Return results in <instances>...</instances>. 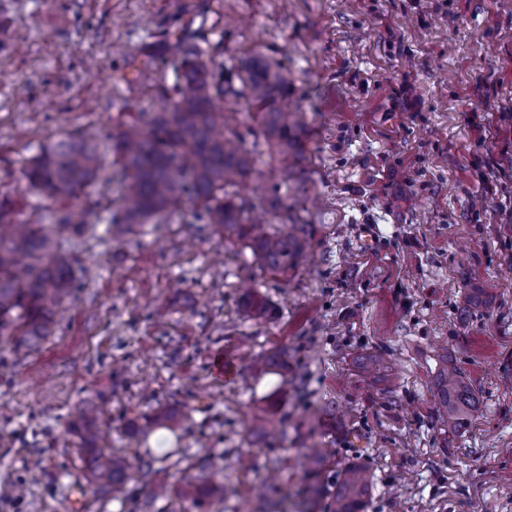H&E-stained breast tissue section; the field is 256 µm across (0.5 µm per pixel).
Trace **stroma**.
I'll use <instances>...</instances> for the list:
<instances>
[{"label": "stroma", "instance_id": "35a3bbf8", "mask_svg": "<svg viewBox=\"0 0 512 512\" xmlns=\"http://www.w3.org/2000/svg\"><path fill=\"white\" fill-rule=\"evenodd\" d=\"M224 63L261 52L293 74L309 134L293 214L313 252L274 276L200 226L133 242H87L82 284L24 359L0 346V512H128L84 478L82 402L99 406V447L162 448L161 479L186 456L240 448L299 484L314 444L373 471L365 512H512V0H0V191L20 215L37 147L87 127L111 135L155 111L172 71L135 74L142 44L182 28ZM252 278L270 315L243 314ZM169 300L165 322L151 311ZM306 373L243 381L279 348ZM384 355L383 378L358 357ZM239 375L219 379L217 357ZM478 390L483 414L444 430L441 362ZM185 417L165 445L122 429L147 402ZM335 404L345 432L289 431L267 447L255 417Z\"/></svg>", "mask_w": 512, "mask_h": 512}]
</instances>
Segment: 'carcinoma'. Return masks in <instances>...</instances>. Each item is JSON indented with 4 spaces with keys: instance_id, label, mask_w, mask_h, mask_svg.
<instances>
[{
    "instance_id": "cac0c4a2",
    "label": "carcinoma",
    "mask_w": 512,
    "mask_h": 512,
    "mask_svg": "<svg viewBox=\"0 0 512 512\" xmlns=\"http://www.w3.org/2000/svg\"><path fill=\"white\" fill-rule=\"evenodd\" d=\"M172 69L175 82L167 87L157 112L121 125L106 152L98 134L86 130L40 146L23 172L22 191L39 200L32 217L15 220L9 194H0V340L12 351L35 350L52 331L57 310L65 304L77 281L75 254L87 239L100 242L144 236L160 225L178 220L200 222L210 234L224 238L232 230L241 248L268 271L286 275L295 267L308 243V225L291 221L279 229L252 217L264 209L261 198H245L237 188L258 172L245 147L246 136L263 139L274 170L288 184V157L299 148L305 123L301 112L281 111L292 77L288 67L263 55L238 60L226 70L195 44L184 31L180 48L162 60ZM229 100L246 110L245 131L226 127V112L219 103ZM107 187L111 206L104 219L86 205L89 189ZM247 312L261 318L266 300L255 289L245 293ZM287 350L253 364L256 376L285 363ZM433 388L441 424L456 428L478 416L483 406L471 383L455 368L443 365ZM97 409L86 403L72 423L80 438L95 425ZM178 420L166 405L150 406L126 428L128 433L168 429ZM85 479L99 491H112L133 499L134 512H153L164 498L169 512H212L228 497L227 469L246 468L248 456L239 448L220 454L227 465L213 467L210 458L189 455L173 485L160 483L162 458L147 449L134 459L99 448L83 449ZM326 450L316 454L302 489L291 492L284 485L271 507L258 512H318L325 488L318 474L331 464ZM371 487L367 465L352 462L339 467L327 512H363Z\"/></svg>"
}]
</instances>
